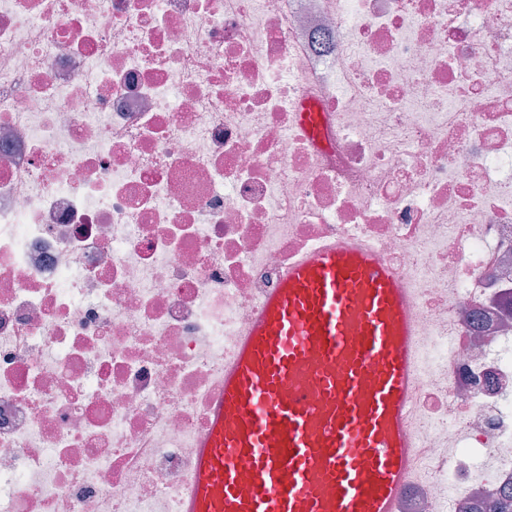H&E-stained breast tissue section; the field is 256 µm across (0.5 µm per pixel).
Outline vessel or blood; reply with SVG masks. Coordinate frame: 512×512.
Listing matches in <instances>:
<instances>
[{"label": "vessel or blood", "mask_w": 512, "mask_h": 512, "mask_svg": "<svg viewBox=\"0 0 512 512\" xmlns=\"http://www.w3.org/2000/svg\"><path fill=\"white\" fill-rule=\"evenodd\" d=\"M413 312L364 242L290 264L224 366L183 512H395L415 465Z\"/></svg>", "instance_id": "b4317fda"}]
</instances>
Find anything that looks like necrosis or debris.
Returning a JSON list of instances; mask_svg holds the SVG:
<instances>
[{
    "label": "necrosis or debris",
    "mask_w": 512,
    "mask_h": 512,
    "mask_svg": "<svg viewBox=\"0 0 512 512\" xmlns=\"http://www.w3.org/2000/svg\"><path fill=\"white\" fill-rule=\"evenodd\" d=\"M343 238L424 341L397 512H482L512 488V0H0V512H181L239 334Z\"/></svg>",
    "instance_id": "1"
}]
</instances>
